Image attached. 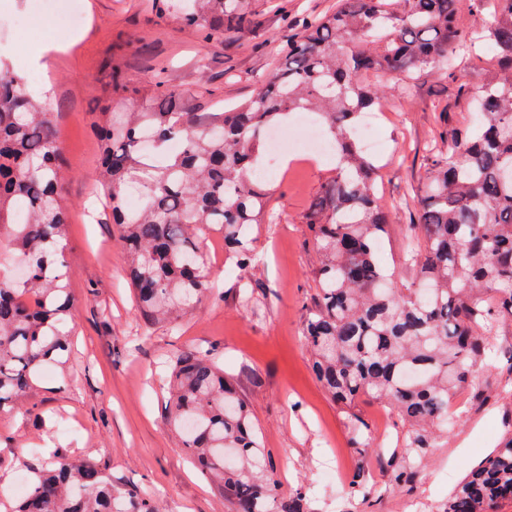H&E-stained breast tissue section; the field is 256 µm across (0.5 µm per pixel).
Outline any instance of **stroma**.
<instances>
[{"instance_id":"stroma-1","label":"stroma","mask_w":512,"mask_h":512,"mask_svg":"<svg viewBox=\"0 0 512 512\" xmlns=\"http://www.w3.org/2000/svg\"><path fill=\"white\" fill-rule=\"evenodd\" d=\"M81 2L79 30L33 14L17 35L10 17L27 0H0L1 56L24 58L32 42L53 47L41 66L25 72L38 77L33 90L50 94L69 172L61 204L75 296L69 368L50 369L32 398L33 412L0 416V512L12 505L18 477L51 453L91 460L113 481L150 493L161 512H232L223 492L180 450L170 422L168 363L196 350L211 351L249 403L281 494L304 485L310 512H362L349 488L361 469L374 490L371 512H407L411 501L433 512L507 434L512 398L475 410L471 393H458L454 407L462 417L447 447L432 449L409 489L395 488L384 442L364 453L352 447L345 416L317 380L303 336L317 302L320 261L306 217L334 173L335 157L291 156L287 174H270L274 221L253 225L255 261L248 270L228 258L221 234H206L215 290L173 325L145 321L125 279L118 229L106 223L93 194L100 157L95 121L111 98L113 67L141 89L164 72L170 88L190 92L194 112L234 106L273 75L285 52L274 0H247L245 24L220 45L202 42L176 14L157 16L151 0ZM390 101L392 111L367 114L386 147L374 158L380 202L394 209L379 260L399 274L401 287L414 288L417 271L403 254L416 221L419 179L443 137L474 130V115L460 80L441 69L421 72Z\"/></svg>"}]
</instances>
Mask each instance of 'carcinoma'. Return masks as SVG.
I'll return each mask as SVG.
<instances>
[{"label": "carcinoma", "instance_id": "cac0c4a2", "mask_svg": "<svg viewBox=\"0 0 512 512\" xmlns=\"http://www.w3.org/2000/svg\"><path fill=\"white\" fill-rule=\"evenodd\" d=\"M180 11L183 26L210 44L247 19L246 0H154ZM340 0L323 18H304L284 62L264 87L230 112H191L188 93L155 75L145 93L112 69V98L96 127L98 179L112 223L130 255L127 277L150 324L174 317L212 289L202 231L224 235L241 269L253 255L249 229L262 223L268 191L263 137L295 112H311L336 144L338 165L306 218L322 254L318 301L303 336L316 377L347 414L352 445L370 447L356 412L362 399L394 410L406 426L389 458L394 484L412 487L430 449L454 425L460 390L487 399L476 372L495 369L512 349L489 336L512 321V0ZM483 19L476 32L464 17ZM483 41L497 69L470 85L477 133L442 142L418 187L408 260L421 288L395 287L378 259L391 211L378 202L376 167L354 129L385 97L382 78L455 65ZM66 165L56 127L26 77L0 63V251L23 264L0 265V414L31 411L45 369L66 364L74 308L68 223L60 204ZM140 205L127 206L130 191ZM170 418L182 452L224 488L233 512H308L307 489L284 498L265 466V449L246 401L207 352L176 359ZM512 502V432L470 469L440 512H496ZM10 512H159L153 497L112 483L90 460L54 456L28 481Z\"/></svg>", "mask_w": 512, "mask_h": 512}]
</instances>
